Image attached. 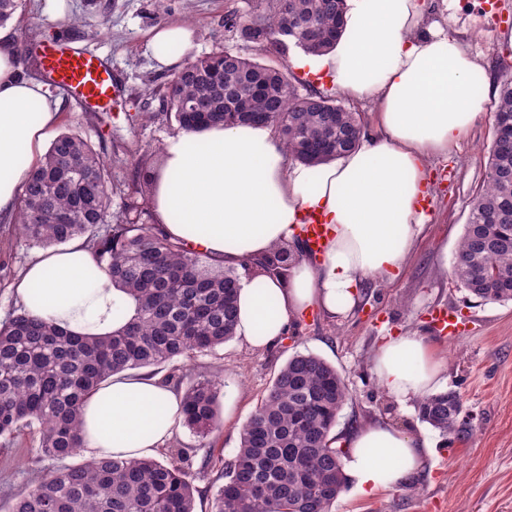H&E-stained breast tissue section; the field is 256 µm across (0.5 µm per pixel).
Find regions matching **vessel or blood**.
Instances as JSON below:
<instances>
[{
    "label": "vessel or blood",
    "instance_id": "obj_1",
    "mask_svg": "<svg viewBox=\"0 0 512 512\" xmlns=\"http://www.w3.org/2000/svg\"><path fill=\"white\" fill-rule=\"evenodd\" d=\"M47 79L65 89L78 103L105 104L122 94L123 88L112 67L99 56L78 51L68 40L32 45ZM299 234L312 254H319L327 237L320 217H310L300 225Z\"/></svg>",
    "mask_w": 512,
    "mask_h": 512
}]
</instances>
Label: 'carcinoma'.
<instances>
[{
	"instance_id": "obj_1",
	"label": "carcinoma",
	"mask_w": 512,
	"mask_h": 512,
	"mask_svg": "<svg viewBox=\"0 0 512 512\" xmlns=\"http://www.w3.org/2000/svg\"><path fill=\"white\" fill-rule=\"evenodd\" d=\"M224 27L256 50L285 55L295 46L321 55L341 32V0H265ZM288 65H263L228 51L199 57L170 81L161 100L178 129L262 122L278 133L288 157L308 164L332 160L365 133L358 113L324 91L299 90ZM152 174L120 188L102 153L77 133H62L31 172L17 211V230L32 247L81 238L112 283L137 304L112 335L75 336L15 313L0 322V438L28 429L40 452L63 459L81 448L80 409L103 381L130 369L157 367L213 351L235 336L234 269L216 265L168 238L143 189ZM124 198L112 209V195ZM292 254L275 246L245 259L257 277H287ZM453 276L483 301H512V77L499 84L494 139L482 188L474 196ZM220 382L202 376L183 395V426L205 439L219 426ZM348 396L336 368L314 354H296L280 369L224 462V485L212 512H330L345 490L344 449L334 448L339 412ZM422 420L466 439L459 396L424 397ZM194 475L183 458L164 462L112 456L49 471L17 495L11 512H194Z\"/></svg>"
}]
</instances>
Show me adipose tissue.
Masks as SVG:
<instances>
[{
    "label": "adipose tissue",
    "mask_w": 512,
    "mask_h": 512,
    "mask_svg": "<svg viewBox=\"0 0 512 512\" xmlns=\"http://www.w3.org/2000/svg\"><path fill=\"white\" fill-rule=\"evenodd\" d=\"M430 11L429 0H344L335 46L293 59L349 98L377 101L373 134L336 159L293 161L272 127L247 123L183 129L164 141L151 208L170 238L209 260L236 268L264 257L295 243L311 215L328 228L321 256L297 255L287 279L241 275L236 334L245 343L280 340L312 307L351 310L366 279L395 280L416 249L430 159L457 149L497 95L479 57L427 26ZM194 46V31L179 24L155 28L150 40L164 67L182 64ZM59 119L58 98L21 71L15 36L0 29V216L16 212ZM14 291L26 313L78 336L111 335L136 310L78 239L43 248ZM373 372L403 402L437 392L444 358L421 337L389 336ZM181 402L158 376L112 375L83 404L82 449L90 458L154 457L181 421ZM425 451L405 432L371 424L348 441L344 471L359 492L376 495L415 477Z\"/></svg>",
    "instance_id": "obj_1"
}]
</instances>
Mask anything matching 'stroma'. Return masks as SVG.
<instances>
[{"instance_id":"stroma-1","label":"stroma","mask_w":512,"mask_h":512,"mask_svg":"<svg viewBox=\"0 0 512 512\" xmlns=\"http://www.w3.org/2000/svg\"><path fill=\"white\" fill-rule=\"evenodd\" d=\"M430 21L461 36L478 54L488 75L500 78L512 66V0L486 8L482 0H432ZM45 0H22L9 20L17 42L71 40L112 65L124 86L121 98L99 113L88 112L62 89L59 131H76L101 147L113 183H126L137 168L156 167L161 147L176 128L159 114L160 99L173 70L159 66L148 48L153 28L182 23L196 33L195 55L242 47L224 29V17L253 10L257 0H69L66 18L53 21ZM155 113L152 121L143 120ZM494 135L492 114L469 132L455 153L433 158L429 169L431 205L416 251L400 277L364 281L360 303L346 317L331 318L319 309L304 312L296 326L273 347L254 349L234 338L212 352L180 358L161 368L177 376L185 391L197 374L220 376V429L202 439L179 427L168 444L169 455H182L198 471L195 512H211L224 483V462L240 446V432L279 370L296 354L312 353L331 363L349 390L334 429L345 437L352 429L382 422L421 438L429 445L421 475L408 485L364 496L354 487L333 503L330 512H512V302L476 299L457 284L452 273L470 202L483 184ZM14 218L0 219V320L20 312L11 286L36 255L15 231ZM457 311L467 331L448 340L434 331L435 311ZM414 334L442 353V391H455L463 415L476 430L466 441L441 435L418 414L417 400L388 397L372 373V358L381 337ZM56 462L39 451V438L24 431L0 443V512Z\"/></svg>"}]
</instances>
